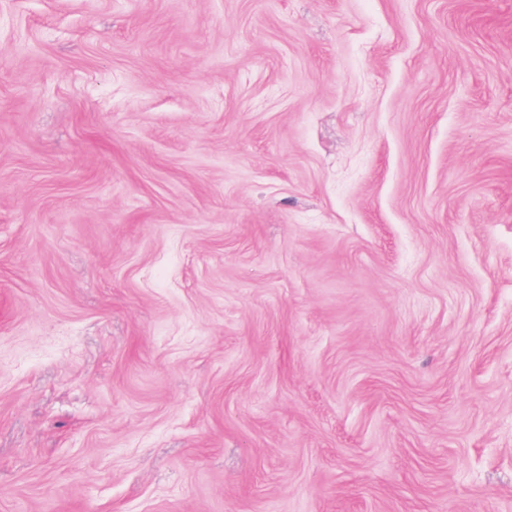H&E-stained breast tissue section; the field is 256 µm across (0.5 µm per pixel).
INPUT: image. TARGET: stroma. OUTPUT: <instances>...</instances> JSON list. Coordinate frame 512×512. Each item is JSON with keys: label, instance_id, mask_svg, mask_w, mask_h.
I'll return each instance as SVG.
<instances>
[{"label": "stroma", "instance_id": "1", "mask_svg": "<svg viewBox=\"0 0 512 512\" xmlns=\"http://www.w3.org/2000/svg\"><path fill=\"white\" fill-rule=\"evenodd\" d=\"M0 512H512V0H0Z\"/></svg>", "mask_w": 512, "mask_h": 512}]
</instances>
